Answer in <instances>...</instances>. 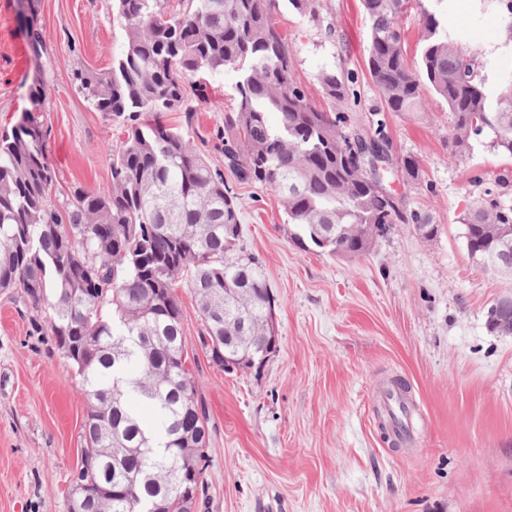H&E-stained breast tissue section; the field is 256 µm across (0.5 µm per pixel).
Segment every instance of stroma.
<instances>
[{
    "mask_svg": "<svg viewBox=\"0 0 512 512\" xmlns=\"http://www.w3.org/2000/svg\"><path fill=\"white\" fill-rule=\"evenodd\" d=\"M43 53L33 58L17 0H0V131L31 107L34 71L47 84L52 198L110 188L120 123L83 99L77 69L108 67L125 46L111 0H37ZM457 38L477 61L512 70V44L493 12L469 7ZM293 75L322 105L319 75L345 67L358 99L348 127L372 126L382 100L366 61L370 22L360 0H319L315 19L277 0ZM238 75L191 73L189 106L165 123L200 149L212 146L237 104ZM392 157L416 156L420 181L395 180L410 209L438 224L423 238L394 225L356 260L334 258L290 237L280 201L259 184L225 182L237 195L241 243L259 260L275 296L277 350L232 373L199 339L200 316L178 288L198 398L209 418L207 481L194 512H512V335L490 332L487 313L512 278L473 260L463 238L468 211L512 201V158L488 142L464 156L448 145L447 106L427 97L424 116L385 115ZM400 377L411 387L415 439L391 447L378 428L380 393ZM79 380L55 339L37 329L17 292H0V512H70L69 487L83 446Z\"/></svg>",
    "mask_w": 512,
    "mask_h": 512,
    "instance_id": "obj_1",
    "label": "stroma"
}]
</instances>
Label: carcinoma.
Instances as JSON below:
<instances>
[{
    "label": "carcinoma",
    "mask_w": 512,
    "mask_h": 512,
    "mask_svg": "<svg viewBox=\"0 0 512 512\" xmlns=\"http://www.w3.org/2000/svg\"><path fill=\"white\" fill-rule=\"evenodd\" d=\"M186 2L178 11L169 0H112L125 49L107 68L76 73L95 111L131 121L111 153V188L79 186L65 204L52 200L41 77L30 86L35 109L0 134V290H20L81 380L83 448L70 483L79 512H186L205 485L208 417L189 365L179 285L197 300L200 339L214 365L224 367L228 354L237 369L251 368L247 355L257 344L277 347L269 325L275 298L258 259L238 247L235 193L200 149L159 121L188 98L185 73L239 74L237 109L224 116L213 148L239 182L277 193L299 244L355 259L395 224H414L426 238L438 231L428 215L376 189L382 157L356 159L367 135L345 129L352 74L322 72L325 108L294 79L275 0ZM479 2L512 37V0ZM363 8L371 21L367 72L387 111L423 112L432 94L452 116L455 153L485 138L512 157V71L493 103L479 64L422 0H363ZM413 8L424 44L411 66L401 20ZM27 11L22 24L39 57L34 0ZM394 174L417 182L421 164L403 156ZM503 224L512 225V205L498 200L468 213L469 255L499 251ZM506 302L511 294L497 299L487 324L511 336Z\"/></svg>",
    "instance_id": "1"
}]
</instances>
